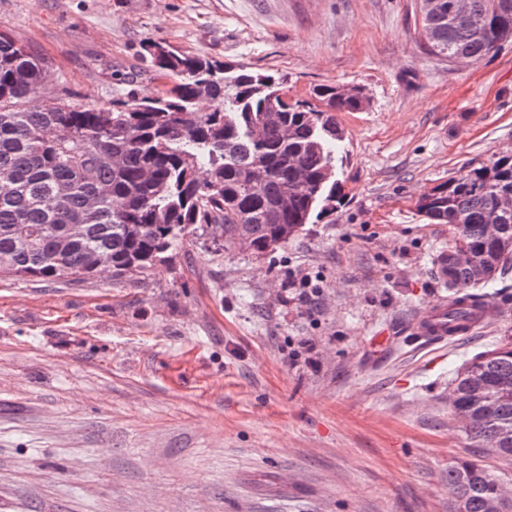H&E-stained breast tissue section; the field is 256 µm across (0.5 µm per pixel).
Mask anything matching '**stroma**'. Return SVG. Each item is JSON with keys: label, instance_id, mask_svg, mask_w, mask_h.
<instances>
[{"label": "stroma", "instance_id": "obj_1", "mask_svg": "<svg viewBox=\"0 0 512 512\" xmlns=\"http://www.w3.org/2000/svg\"><path fill=\"white\" fill-rule=\"evenodd\" d=\"M0 31L75 103L162 91L146 41L369 99L338 115L344 202L284 246L197 233L134 280L0 275V512H449V465L479 456L451 383L512 301L486 289L500 317L445 346L408 335L448 295L451 233L417 202L512 152V44L434 56L419 0H0Z\"/></svg>", "mask_w": 512, "mask_h": 512}]
</instances>
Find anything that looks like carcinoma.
Segmentation results:
<instances>
[{
    "mask_svg": "<svg viewBox=\"0 0 512 512\" xmlns=\"http://www.w3.org/2000/svg\"><path fill=\"white\" fill-rule=\"evenodd\" d=\"M421 11L431 54L478 61L512 42V0H433ZM143 59L169 81L141 97L76 104L43 83L47 62L0 34V271L82 282L103 267L142 277L168 260L191 227L218 230L224 243L263 253L341 205L338 112H360L362 89H313V105H281L284 79L175 49ZM211 100L209 109L198 100ZM280 122L250 129L267 111ZM512 154L491 156L433 188L418 211L453 230L438 263L450 292L448 317L474 316L482 294L512 273ZM474 263L452 264L454 251ZM451 412L465 443L512 460V336L465 361L452 383ZM450 512H505L512 482L473 461L448 467Z\"/></svg>",
    "mask_w": 512,
    "mask_h": 512,
    "instance_id": "carcinoma-1",
    "label": "carcinoma"
}]
</instances>
